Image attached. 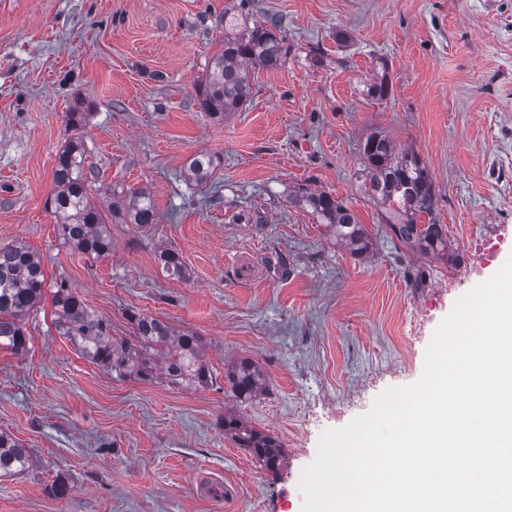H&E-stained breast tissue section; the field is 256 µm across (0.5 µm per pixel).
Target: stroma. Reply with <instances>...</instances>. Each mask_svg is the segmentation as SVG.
<instances>
[{"label": "stroma", "mask_w": 512, "mask_h": 512, "mask_svg": "<svg viewBox=\"0 0 512 512\" xmlns=\"http://www.w3.org/2000/svg\"><path fill=\"white\" fill-rule=\"evenodd\" d=\"M225 2L0 0V245L39 253L47 288H74L113 338L136 345L131 311L197 334L215 378L175 389L116 377L60 335L44 296L22 321L25 350L0 349V431L33 456L0 477V512H301L322 432L416 382L455 301L512 256V0H254L291 52L216 122L195 85L223 47ZM382 77L389 96L367 95ZM74 110L83 127L68 126ZM376 131L428 168L456 262L387 236L359 152ZM74 137L99 183L147 187L158 211L148 227L110 223L102 258L64 246L45 207ZM200 151L221 159L214 203L185 179ZM306 183L358 217L365 257L289 203ZM500 234L496 258L478 264L476 247ZM162 246L188 279L166 276ZM417 266L426 279L413 288ZM242 357L268 380L246 402L224 377ZM228 411L281 442V467L225 437ZM57 479L65 498L49 492Z\"/></svg>", "instance_id": "obj_1"}]
</instances>
